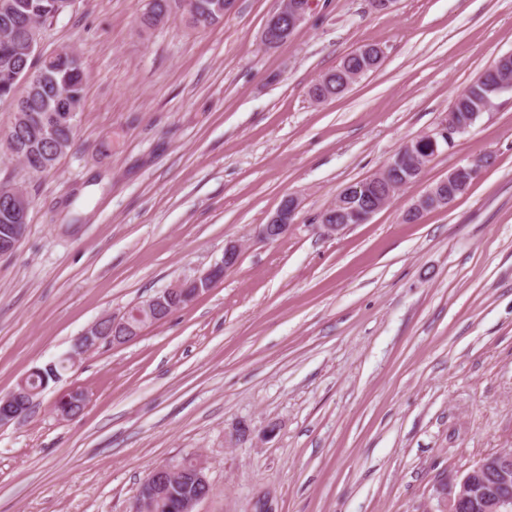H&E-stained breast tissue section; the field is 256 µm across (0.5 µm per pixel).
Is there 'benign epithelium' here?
Segmentation results:
<instances>
[{"instance_id": "obj_1", "label": "benign epithelium", "mask_w": 512, "mask_h": 512, "mask_svg": "<svg viewBox=\"0 0 512 512\" xmlns=\"http://www.w3.org/2000/svg\"><path fill=\"white\" fill-rule=\"evenodd\" d=\"M313 0L305 5L291 3L288 8L278 9L266 20L262 36L275 40L287 33L293 32L307 18ZM42 27L33 25L30 29V41L24 53L47 63L52 54H44L40 49ZM462 128L451 122V116L446 118L434 130L424 134L432 145L441 147L452 143L453 137ZM485 166V157L478 156L470 161V166L459 167L448 174V179L456 180L465 175H481ZM14 206L15 220L28 223V214L31 201L26 195L11 197ZM300 203L298 199L288 196L266 223L259 225L258 238L265 243H275L288 233L291 225L286 219L294 218L298 213ZM240 257V247L230 243L224 247L223 259L206 271L190 278L180 279L164 291L156 294L146 302L139 305L137 321L132 322L127 317L114 318L105 316L73 342L71 350L61 357L63 365L71 368L78 358L95 349L101 342L108 341L114 344H126L138 336L152 324L165 320L170 315L172 304L177 302L180 306L190 304L195 298L212 288L224 274L233 269ZM87 401V395L80 389H68L57 399L58 416L68 418V407L75 401ZM32 404L30 391L25 380H20L18 386L9 394L0 395V425L8 424L28 411ZM175 468L172 464H163L153 468L150 477L140 490V497L150 499L157 492L168 486V480L174 479ZM451 480L458 485V490L451 498L438 497V512H512V449L505 448L500 451L483 456L473 468L464 474L456 475ZM442 477L437 480L436 490H441L450 480ZM195 481L203 486L199 495L183 498L178 505L179 512H195L196 505L207 498L210 493V483L203 467H198Z\"/></svg>"}]
</instances>
